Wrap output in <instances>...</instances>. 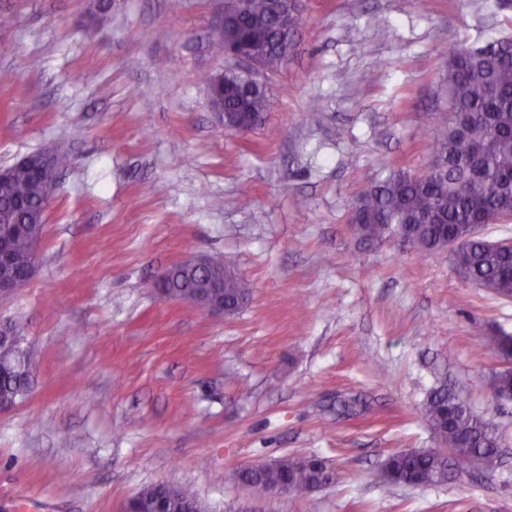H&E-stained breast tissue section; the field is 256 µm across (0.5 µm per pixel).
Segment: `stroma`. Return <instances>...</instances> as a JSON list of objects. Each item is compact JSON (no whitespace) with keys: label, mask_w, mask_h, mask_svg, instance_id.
Segmentation results:
<instances>
[{"label":"stroma","mask_w":512,"mask_h":512,"mask_svg":"<svg viewBox=\"0 0 512 512\" xmlns=\"http://www.w3.org/2000/svg\"><path fill=\"white\" fill-rule=\"evenodd\" d=\"M302 5L299 48L241 134L204 81L230 66L211 50L222 0H0V165L70 156L36 272L0 298L34 361L29 397L0 410V512H123L159 483L239 512L238 469L285 455L335 479L260 512H512V402L488 342L512 334V299L349 228L360 191L429 167L448 50L512 37V0ZM192 256L229 262L247 302L165 297L157 272ZM443 384L496 426L501 463L375 481L391 453L440 448L420 407Z\"/></svg>","instance_id":"1"}]
</instances>
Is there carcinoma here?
I'll return each instance as SVG.
<instances>
[{
  "label": "carcinoma",
  "mask_w": 512,
  "mask_h": 512,
  "mask_svg": "<svg viewBox=\"0 0 512 512\" xmlns=\"http://www.w3.org/2000/svg\"><path fill=\"white\" fill-rule=\"evenodd\" d=\"M299 13L283 20L274 15L272 0H247L244 13L224 28L214 47L224 52L251 51L266 70L275 71L295 52ZM448 108L432 143L433 154L445 162L439 173L398 172L376 181L353 203L351 225L368 244L390 237L421 253H448V243L467 233L469 224L502 223L512 216V40L501 39L480 47L464 44L448 54ZM268 108L266 90L253 88L236 71L224 81V111L228 125L238 132L258 126ZM0 178V237L9 239L13 259L0 265V280L21 279L32 260L33 240L44 235L43 196L33 170L8 165ZM455 266L465 269L473 284L512 298V247L497 245L478 235L454 250ZM224 284V306L233 313L248 291L224 261L206 257L200 266H171L161 281L169 297L202 303L200 287ZM16 345L3 353L0 364V407L24 401L32 389L33 360L24 346V325L11 323ZM490 343L501 358L512 359V335L499 333ZM495 395L512 399V371L504 368L492 380ZM421 412L445 450L401 451L391 454L376 478L403 485L415 476L429 485L474 471L475 461L500 447L495 426L475 413L468 402L449 388L435 389ZM313 457L283 456L243 468L242 483L256 495L276 485L299 493L311 489L317 478ZM140 512H204L188 487L156 484L139 493Z\"/></svg>",
  "instance_id": "1"
}]
</instances>
